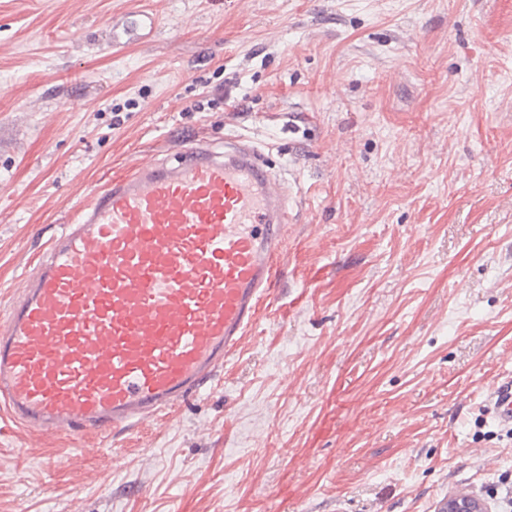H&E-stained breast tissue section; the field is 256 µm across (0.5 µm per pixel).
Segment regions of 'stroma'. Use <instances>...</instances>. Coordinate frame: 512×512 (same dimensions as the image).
I'll use <instances>...</instances> for the list:
<instances>
[{
	"instance_id": "35a3bbf8",
	"label": "stroma",
	"mask_w": 512,
	"mask_h": 512,
	"mask_svg": "<svg viewBox=\"0 0 512 512\" xmlns=\"http://www.w3.org/2000/svg\"><path fill=\"white\" fill-rule=\"evenodd\" d=\"M197 136L288 195L270 297L218 386L110 451L0 418V512H498L512 0H0V315L95 191ZM442 512H488L484 501L466 493H458L448 496Z\"/></svg>"
}]
</instances>
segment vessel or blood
<instances>
[{"label": "vessel or blood", "mask_w": 512, "mask_h": 512, "mask_svg": "<svg viewBox=\"0 0 512 512\" xmlns=\"http://www.w3.org/2000/svg\"><path fill=\"white\" fill-rule=\"evenodd\" d=\"M112 179L0 321V416L121 437L220 379L282 255L287 196L255 147L190 143ZM512 424V378L489 395Z\"/></svg>", "instance_id": "1"}]
</instances>
